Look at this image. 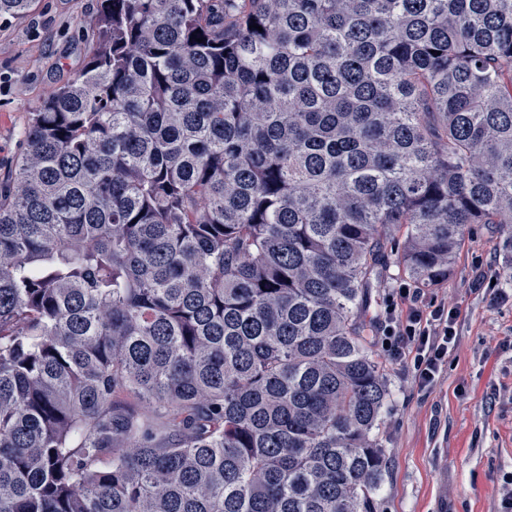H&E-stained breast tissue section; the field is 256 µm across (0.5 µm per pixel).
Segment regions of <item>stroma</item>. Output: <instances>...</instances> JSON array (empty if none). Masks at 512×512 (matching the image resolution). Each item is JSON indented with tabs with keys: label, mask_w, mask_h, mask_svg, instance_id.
Instances as JSON below:
<instances>
[{
	"label": "stroma",
	"mask_w": 512,
	"mask_h": 512,
	"mask_svg": "<svg viewBox=\"0 0 512 512\" xmlns=\"http://www.w3.org/2000/svg\"><path fill=\"white\" fill-rule=\"evenodd\" d=\"M99 0H36L0 18V185L17 169L28 114L82 68ZM494 285L474 292L475 266ZM459 310V338L438 382L421 390L408 368L386 362L390 401L381 438L388 478L380 512H501L512 481V281L492 227L475 225L448 281L431 288Z\"/></svg>",
	"instance_id": "stroma-1"
}]
</instances>
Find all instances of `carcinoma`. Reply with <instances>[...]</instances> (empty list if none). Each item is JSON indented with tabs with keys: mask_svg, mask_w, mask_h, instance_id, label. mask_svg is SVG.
I'll use <instances>...</instances> for the list:
<instances>
[{
	"mask_svg": "<svg viewBox=\"0 0 512 512\" xmlns=\"http://www.w3.org/2000/svg\"><path fill=\"white\" fill-rule=\"evenodd\" d=\"M475 224L511 280L512 0H100L0 191V512H378L370 284Z\"/></svg>",
	"mask_w": 512,
	"mask_h": 512,
	"instance_id": "carcinoma-1",
	"label": "carcinoma"
}]
</instances>
